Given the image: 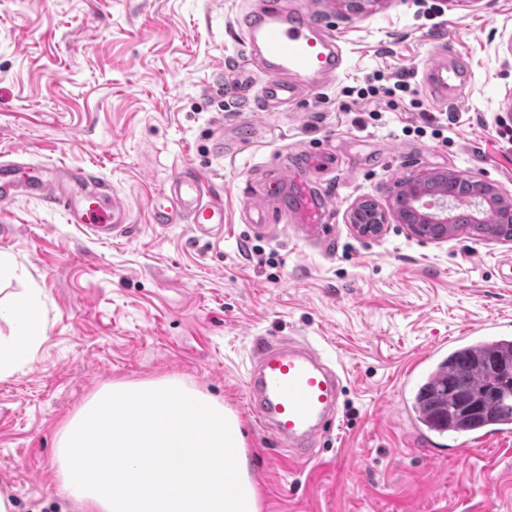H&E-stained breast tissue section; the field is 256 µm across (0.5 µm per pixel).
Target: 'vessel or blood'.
Returning <instances> with one entry per match:
<instances>
[{
    "label": "vessel or blood",
    "instance_id": "vessel-or-blood-1",
    "mask_svg": "<svg viewBox=\"0 0 512 512\" xmlns=\"http://www.w3.org/2000/svg\"><path fill=\"white\" fill-rule=\"evenodd\" d=\"M242 23L245 51L266 76L259 93L264 105L294 104L305 90L327 85L345 67L338 36L304 13L288 10L283 0H262ZM424 81L445 99L463 93L467 74L460 62L443 57L428 68ZM21 193L59 207L68 223L98 239H112L127 229L124 206L86 169L44 166L36 177L21 182L11 165L0 162V204ZM282 194V180L268 183L262 199L251 206L253 223H271L269 206ZM149 214L161 227L187 224L202 237L224 233V205L212 198L207 182L195 172H176L152 196ZM290 216L309 233L321 234L324 203L300 188ZM344 381L343 369L310 342L279 336L257 340L245 373L248 406L259 429L287 448L289 463L296 465L312 461L332 430Z\"/></svg>",
    "mask_w": 512,
    "mask_h": 512
}]
</instances>
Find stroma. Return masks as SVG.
I'll list each match as a JSON object with an SVG mask.
<instances>
[{
    "label": "stroma",
    "instance_id": "1",
    "mask_svg": "<svg viewBox=\"0 0 512 512\" xmlns=\"http://www.w3.org/2000/svg\"><path fill=\"white\" fill-rule=\"evenodd\" d=\"M333 25L346 67L300 102L262 110L229 78L241 19L260 0H0V160L83 167L129 209L104 242L43 202L0 206V253L17 267L0 299L38 289L43 341L0 379V493L14 512H79L52 472L60 428L115 381L176 376L224 402L245 433L262 512H512V438L422 436L413 390L459 336L512 331V242L460 231L419 241L401 225L360 236V198L385 202L417 170H453L512 197V0H379L359 14L337 0H288ZM462 58L468 84L439 102L423 74ZM408 84L389 105L384 88ZM257 131L214 144L243 113ZM448 115L447 138L417 134ZM335 167L310 173L330 201L333 246L246 209L310 143ZM199 171L229 216L221 241L159 227L149 200L183 167ZM305 336L346 372L321 455L295 471L259 432L245 370L257 338Z\"/></svg>",
    "mask_w": 512,
    "mask_h": 512
}]
</instances>
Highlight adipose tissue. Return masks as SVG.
Wrapping results in <instances>:
<instances>
[{
    "label": "adipose tissue",
    "instance_id": "obj_1",
    "mask_svg": "<svg viewBox=\"0 0 512 512\" xmlns=\"http://www.w3.org/2000/svg\"><path fill=\"white\" fill-rule=\"evenodd\" d=\"M38 297L35 289L14 293L7 305H0V320L10 325L0 334V376H9L26 366L32 349L40 342Z\"/></svg>",
    "mask_w": 512,
    "mask_h": 512
}]
</instances>
